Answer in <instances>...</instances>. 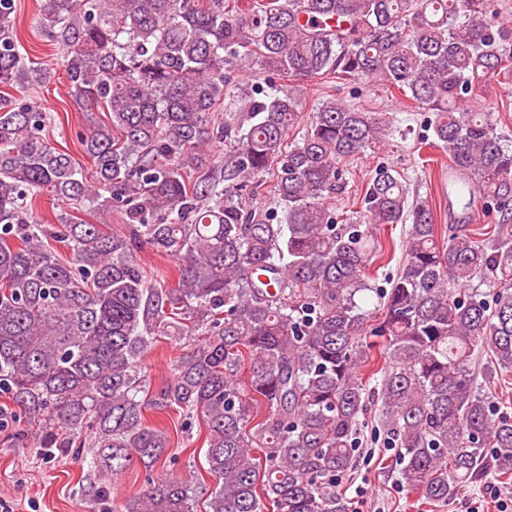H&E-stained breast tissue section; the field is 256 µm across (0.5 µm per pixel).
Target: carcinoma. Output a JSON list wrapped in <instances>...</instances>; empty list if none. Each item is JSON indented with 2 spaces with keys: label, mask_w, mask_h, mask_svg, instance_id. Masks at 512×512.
Masks as SVG:
<instances>
[{
  "label": "carcinoma",
  "mask_w": 512,
  "mask_h": 512,
  "mask_svg": "<svg viewBox=\"0 0 512 512\" xmlns=\"http://www.w3.org/2000/svg\"><path fill=\"white\" fill-rule=\"evenodd\" d=\"M15 11L0 0V391L39 447L87 465L90 512H197L194 486L153 477L177 457L147 411L201 414L204 512H346L336 483L372 398L400 481L421 498L512 475V414L472 371L479 348L512 370V238L457 224L439 243L429 205L409 204L385 165L365 210L336 223L326 201L346 188L343 162L396 133L372 112L326 100L286 144L312 79L386 84L432 113L429 145L511 224L512 147L492 113L467 106L490 78L512 84V28L487 17L488 0H41L69 95L104 112L76 133L89 177L52 145L42 107L7 93L50 78L25 63ZM255 68L266 85L242 87ZM239 95L244 111L213 120ZM217 142L233 148L219 176ZM44 193L66 204L53 224L33 213ZM76 211H116L126 232ZM407 222L369 341L374 229ZM144 247L173 259L174 284L146 281ZM485 275L497 291H466ZM161 337L181 353L154 388L137 363ZM134 466L145 488L112 507V482Z\"/></svg>",
  "instance_id": "carcinoma-1"
}]
</instances>
